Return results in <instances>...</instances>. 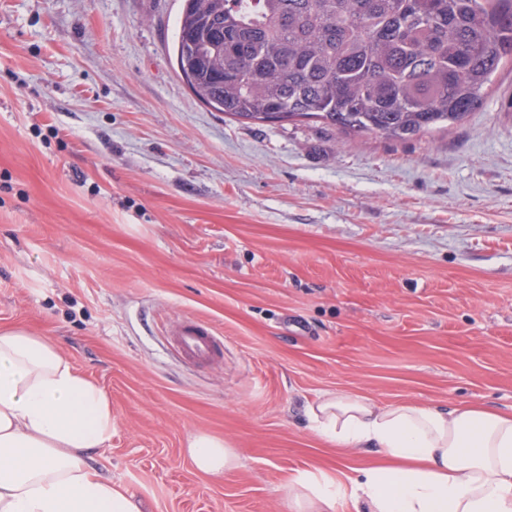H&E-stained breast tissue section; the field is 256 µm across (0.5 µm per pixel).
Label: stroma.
<instances>
[{
  "instance_id": "1",
  "label": "stroma",
  "mask_w": 512,
  "mask_h": 512,
  "mask_svg": "<svg viewBox=\"0 0 512 512\" xmlns=\"http://www.w3.org/2000/svg\"><path fill=\"white\" fill-rule=\"evenodd\" d=\"M181 0H0V330L101 386L95 476L143 512H282L325 392L512 408V62L482 108L393 140L242 124L177 72ZM211 324L191 362L172 327ZM239 455L214 478L183 446Z\"/></svg>"
}]
</instances>
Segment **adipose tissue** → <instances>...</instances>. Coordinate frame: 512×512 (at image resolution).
<instances>
[{
	"label": "adipose tissue",
	"instance_id": "ef3b65f1",
	"mask_svg": "<svg viewBox=\"0 0 512 512\" xmlns=\"http://www.w3.org/2000/svg\"><path fill=\"white\" fill-rule=\"evenodd\" d=\"M312 429L339 448L377 449L388 466L341 480L298 471L287 512H512V410L383 405L327 393L309 408ZM112 439L109 398L47 340L0 331V512H142L139 501L92 477L83 450ZM186 452L220 476L239 456L225 442L191 435Z\"/></svg>",
	"mask_w": 512,
	"mask_h": 512
}]
</instances>
